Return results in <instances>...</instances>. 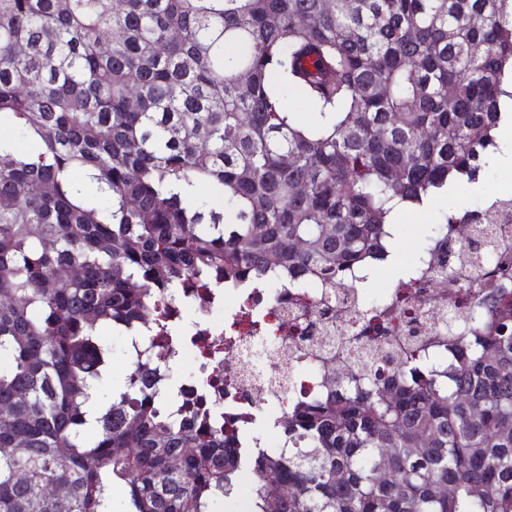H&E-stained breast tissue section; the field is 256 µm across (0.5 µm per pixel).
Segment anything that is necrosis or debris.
I'll list each match as a JSON object with an SVG mask.
<instances>
[{"label": "necrosis or debris", "instance_id": "1", "mask_svg": "<svg viewBox=\"0 0 512 512\" xmlns=\"http://www.w3.org/2000/svg\"><path fill=\"white\" fill-rule=\"evenodd\" d=\"M509 236L482 265L461 262V245L440 236L424 246H412V261L424 272L412 286L381 288L376 305L385 313L382 347L396 348L405 337L427 339L439 319L458 311V294L435 285V272L454 267L464 285H479L487 272L499 266L512 270V224ZM360 289L346 280L338 298H324L318 288H292L277 280L255 288H213L202 296L175 294L163 308L171 359L185 361L184 339L194 341V356L207 354L215 340H222L221 362L211 379L224 389L225 407L248 419L250 426L279 434L270 425L274 414L287 413L298 391L322 390L324 354L319 349L327 327H334L335 356L346 363L343 344L360 327Z\"/></svg>", "mask_w": 512, "mask_h": 512}]
</instances>
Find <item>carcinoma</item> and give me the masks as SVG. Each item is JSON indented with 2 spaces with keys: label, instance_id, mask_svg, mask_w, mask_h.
<instances>
[{
  "label": "carcinoma",
  "instance_id": "carcinoma-1",
  "mask_svg": "<svg viewBox=\"0 0 512 512\" xmlns=\"http://www.w3.org/2000/svg\"><path fill=\"white\" fill-rule=\"evenodd\" d=\"M506 77L512 0H0V129L25 143L0 136V512H112L118 486L125 512H214L244 473L251 512H512L509 288L461 291L446 361L355 346L276 451L141 373L178 288L333 289L385 258L396 205L477 182ZM497 205L444 229L484 253ZM151 320L101 400V331Z\"/></svg>",
  "mask_w": 512,
  "mask_h": 512
}]
</instances>
